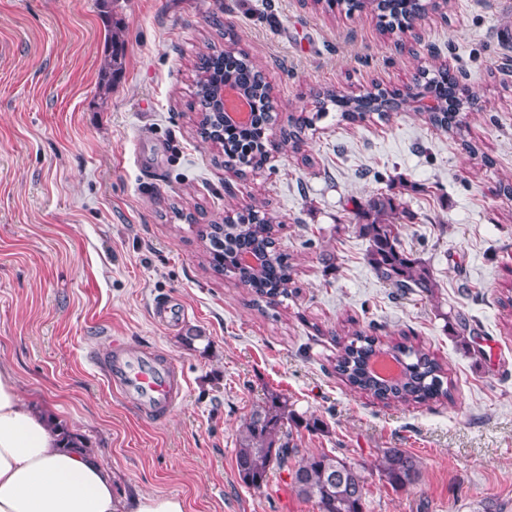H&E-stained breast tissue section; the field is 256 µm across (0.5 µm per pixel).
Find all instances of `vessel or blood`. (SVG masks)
<instances>
[{
  "instance_id": "1",
  "label": "vessel or blood",
  "mask_w": 512,
  "mask_h": 512,
  "mask_svg": "<svg viewBox=\"0 0 512 512\" xmlns=\"http://www.w3.org/2000/svg\"><path fill=\"white\" fill-rule=\"evenodd\" d=\"M90 360L113 393L144 418L164 420L185 398L182 373L158 351L133 348L116 336Z\"/></svg>"
}]
</instances>
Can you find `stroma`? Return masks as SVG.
Listing matches in <instances>:
<instances>
[{
	"mask_svg": "<svg viewBox=\"0 0 512 512\" xmlns=\"http://www.w3.org/2000/svg\"><path fill=\"white\" fill-rule=\"evenodd\" d=\"M500 2L428 8L402 42L373 13L312 0H0V361L112 469L118 499L319 512L286 472L258 489L238 475L241 424L277 393L321 424L295 428L301 454L364 472L363 512H512V195L500 190L512 184V35ZM220 25L271 86L278 150L242 175L188 107ZM115 27L124 68L105 94ZM440 68L472 97L458 135L405 106L352 123L322 102L328 89L408 92ZM299 113L312 124L297 152L283 133ZM380 193L403 202L402 246L430 267L431 293L367 264L354 212ZM252 204L275 217L293 267L288 298L262 308L209 268L201 238ZM162 297L182 323L154 319ZM356 331L422 345L447 367L452 400L388 406L347 386L334 365ZM115 336L183 371L186 397L166 421L143 420L89 363ZM387 448L419 460L414 487L379 476Z\"/></svg>",
	"mask_w": 512,
	"mask_h": 512,
	"instance_id": "1",
	"label": "stroma"
}]
</instances>
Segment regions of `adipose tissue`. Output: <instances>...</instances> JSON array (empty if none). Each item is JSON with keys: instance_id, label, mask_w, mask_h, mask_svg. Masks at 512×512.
Listing matches in <instances>:
<instances>
[{"instance_id": "ef3b65f1", "label": "adipose tissue", "mask_w": 512, "mask_h": 512, "mask_svg": "<svg viewBox=\"0 0 512 512\" xmlns=\"http://www.w3.org/2000/svg\"><path fill=\"white\" fill-rule=\"evenodd\" d=\"M0 512H184L171 496L139 495L131 510L115 497L111 470L95 456L61 448L40 408L0 362Z\"/></svg>"}]
</instances>
